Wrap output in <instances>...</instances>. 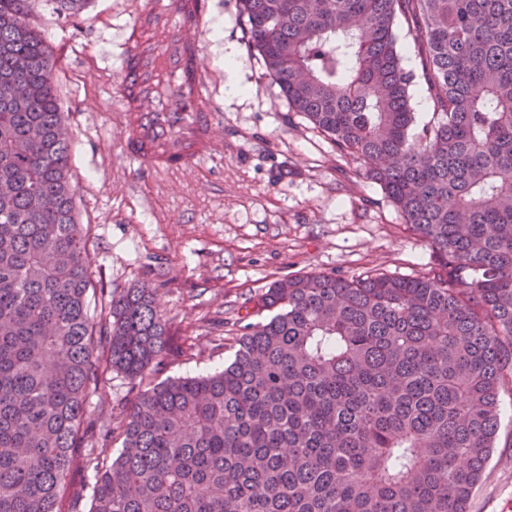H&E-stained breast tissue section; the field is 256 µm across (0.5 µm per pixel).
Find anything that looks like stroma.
<instances>
[{
	"mask_svg": "<svg viewBox=\"0 0 512 512\" xmlns=\"http://www.w3.org/2000/svg\"><path fill=\"white\" fill-rule=\"evenodd\" d=\"M133 0H90L77 20L34 0L30 22L51 47L54 80L71 144L78 223L89 229L94 279L119 294L147 284L168 320L169 352L157 380L223 368L229 325L274 281L307 272L351 279L378 270L419 276L430 246L408 232L359 161L339 154L307 119L290 112L237 22L238 0H208L199 36L205 97L219 112L224 148L190 173H154L127 160L112 90L132 22ZM224 23L222 42L212 26ZM233 46L248 96L224 93L225 46ZM109 398L91 405L95 428H118L128 378L109 371ZM512 504V394L502 396L497 443L469 512Z\"/></svg>",
	"mask_w": 512,
	"mask_h": 512,
	"instance_id": "35a3bbf8",
	"label": "stroma"
}]
</instances>
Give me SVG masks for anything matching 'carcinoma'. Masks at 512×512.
<instances>
[{
	"label": "carcinoma",
	"mask_w": 512,
	"mask_h": 512,
	"mask_svg": "<svg viewBox=\"0 0 512 512\" xmlns=\"http://www.w3.org/2000/svg\"><path fill=\"white\" fill-rule=\"evenodd\" d=\"M0 0V512H468L512 390V0H239L248 46L426 241L417 277L299 273L223 369L160 382L168 320L98 287L52 50ZM75 18L89 0H49ZM432 118L414 113L397 29ZM135 385L93 445L108 370ZM398 48L402 55L403 67L416 75L410 87L411 107L415 113V121L411 131L412 133H418L431 118L432 103L426 92V84L421 76V69L416 66L419 59L414 49L412 35L407 32L406 26L400 27L398 31Z\"/></svg>",
	"instance_id": "carcinoma-1"
}]
</instances>
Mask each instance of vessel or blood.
I'll use <instances>...</instances> for the list:
<instances>
[{"mask_svg": "<svg viewBox=\"0 0 512 512\" xmlns=\"http://www.w3.org/2000/svg\"><path fill=\"white\" fill-rule=\"evenodd\" d=\"M202 21L200 0H135L113 87L132 161L186 172L221 149L217 107L204 96Z\"/></svg>", "mask_w": 512, "mask_h": 512, "instance_id": "b4317fda", "label": "vessel or blood"}]
</instances>
